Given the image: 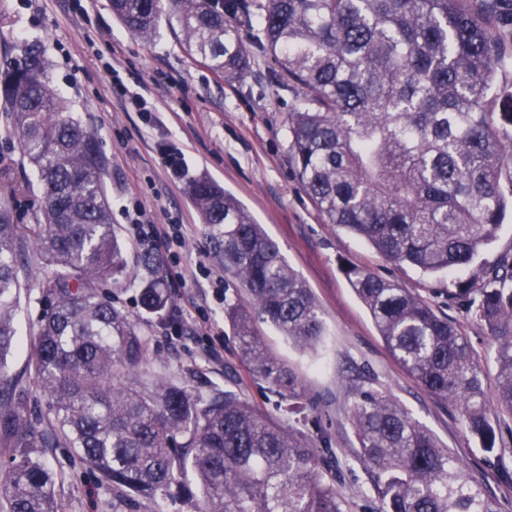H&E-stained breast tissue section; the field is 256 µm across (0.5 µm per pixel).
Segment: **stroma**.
<instances>
[{
    "instance_id": "stroma-1",
    "label": "stroma",
    "mask_w": 512,
    "mask_h": 512,
    "mask_svg": "<svg viewBox=\"0 0 512 512\" xmlns=\"http://www.w3.org/2000/svg\"><path fill=\"white\" fill-rule=\"evenodd\" d=\"M90 37L95 40L91 46L86 43ZM182 41L176 24H161L148 42L129 33L113 16L109 0H0V70L20 63L28 48L39 49L52 85L102 144L112 225L133 273L105 290L145 337L150 353L148 367L132 372V379L148 383L162 376L205 396L231 386L297 431L312 437L324 430L330 440L325 456L353 512H373L377 501L358 460L349 408L358 389L386 392L500 501L503 512H512V486L497 477L498 465L512 468V447L498 463L485 455L478 438L465 430L458 410L425 390L394 359L342 272L348 263L398 281L454 321L481 356L488 414L497 416L496 344L487 330L465 316L452 294L512 250V215L472 263L452 272L429 276L406 264L386 262L363 240L327 223L304 192L286 130L296 94L273 86L272 61L261 58L228 82L188 55ZM118 78L152 102L151 117L125 110L113 88ZM167 151L180 152L182 173L171 174L163 165L161 155ZM19 159L18 139L0 111V185L25 188L13 197L1 195L0 206L12 209L19 224L30 227L40 217V190L34 173ZM200 176L229 190L263 224L323 311L325 333L314 350H298L269 324L258 325L266 347L295 375L308 399V420L278 406L276 396L239 357L224 304L246 306L250 299L243 290L223 292L216 286L224 264L186 193L188 182ZM136 205L155 223L181 224L182 247L171 252L150 242L135 243L128 231V211ZM147 254L157 260L154 270L141 264ZM27 257L20 272L24 287L15 305L17 345L9 372L17 376V392L33 420L44 426L53 418V405L32 383L31 344L45 311L41 282L48 268L35 252ZM154 275L167 297L166 306L156 312L140 301L144 283ZM38 454L58 474L61 512L199 510L197 499L174 489L129 507L65 443L39 449Z\"/></svg>"
}]
</instances>
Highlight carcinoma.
I'll list each match as a JSON object with an SVG mask.
<instances>
[{
	"label": "carcinoma",
	"mask_w": 512,
	"mask_h": 512,
	"mask_svg": "<svg viewBox=\"0 0 512 512\" xmlns=\"http://www.w3.org/2000/svg\"><path fill=\"white\" fill-rule=\"evenodd\" d=\"M148 40L168 14L185 50L234 81L258 50L297 91L287 116L299 180L327 223L386 261L426 274L470 264L512 209V111H497L496 76L512 60V0H110ZM3 110L37 173L41 221L32 241L51 276L33 372L54 401L50 428L16 399L6 362L25 255L22 225L0 208V439L14 449L0 512H58L57 476L35 449L60 434L82 462L132 496L175 486L201 512H352L320 442L293 433L237 391L209 397L163 378L125 382L149 360L146 340L100 291L126 270L101 180L97 139L69 112L32 50L0 74ZM190 199L217 235L224 289L252 309L224 307L243 363L268 390L304 409L293 374L262 344L255 320L300 348L318 344L323 313L280 249L233 194L200 177ZM344 275L394 359L460 410L491 456L512 427L487 417L478 352L457 326L399 283L353 265ZM455 298L497 344V403L512 417V254ZM142 304L162 307L155 280ZM350 422L378 512H502L390 395L357 393Z\"/></svg>",
	"instance_id": "cac0c4a2"
}]
</instances>
